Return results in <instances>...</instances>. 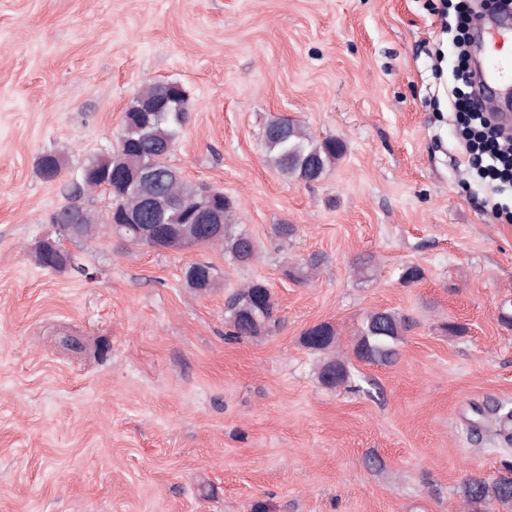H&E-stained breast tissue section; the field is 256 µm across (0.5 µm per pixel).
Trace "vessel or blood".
I'll return each mask as SVG.
<instances>
[{
  "label": "vessel or blood",
  "instance_id": "vessel-or-blood-1",
  "mask_svg": "<svg viewBox=\"0 0 512 512\" xmlns=\"http://www.w3.org/2000/svg\"><path fill=\"white\" fill-rule=\"evenodd\" d=\"M479 29L483 31L482 85L477 97L505 129H512V114L500 111V94L512 88V15L503 13L481 18Z\"/></svg>",
  "mask_w": 512,
  "mask_h": 512
}]
</instances>
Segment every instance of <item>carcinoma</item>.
Returning <instances> with one entry per match:
<instances>
[{"label": "carcinoma", "instance_id": "carcinoma-1", "mask_svg": "<svg viewBox=\"0 0 512 512\" xmlns=\"http://www.w3.org/2000/svg\"><path fill=\"white\" fill-rule=\"evenodd\" d=\"M190 104L181 86L174 82H158L141 91L131 102L122 118L123 134L128 145L116 152L96 155L93 161L98 171L136 173L150 167L157 181L144 187L150 192H161L178 198L184 207L192 208L200 201L201 187L186 181L170 164L181 130L188 120ZM280 119L271 120L264 130L265 162L286 178H296L306 183L319 180L327 168L344 154V145L334 137L315 141L301 127L290 121L280 131L273 128ZM61 164L52 154L43 155L38 161V171L45 180L59 173ZM113 206L127 212L139 209L140 193L112 190ZM219 223L224 225L220 234L212 237L211 243L221 246L224 253L240 265H249L257 259L256 240L237 227L233 202L224 199ZM165 228L173 231L169 247L182 248L200 237L197 224L185 222V213L170 211ZM323 264L318 254L309 255L302 263L286 269V275L297 281L309 279ZM186 283L200 291L215 287L216 277L198 278L193 267L184 274ZM225 335L235 339H257L269 335L280 323L278 306L270 288L262 280H253L231 292L225 299ZM406 317L393 310H377L369 313L357 333L354 355L368 363L392 364L399 357L398 343L407 330ZM336 328L328 323H319L303 332L301 343L313 352L325 353L335 348ZM320 382L330 388L341 386L350 379L346 363L336 356L325 358L318 367ZM473 418L469 428L483 427L487 417L495 418L497 425L505 428L512 425L511 410H496L486 413L479 405L472 406ZM464 500L479 510L488 505H497L504 512H512V477L506 475L495 479L472 474L461 486Z\"/></svg>", "mask_w": 512, "mask_h": 512}]
</instances>
